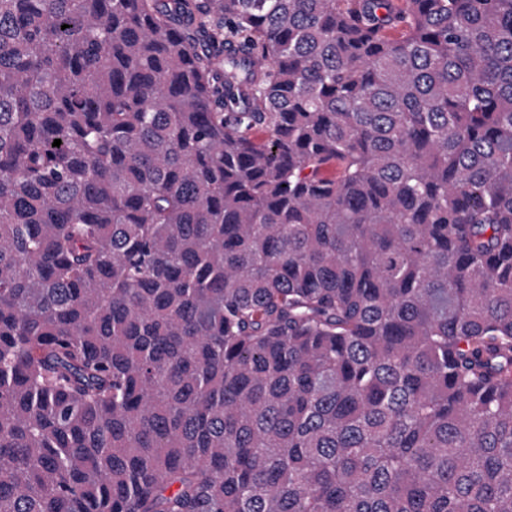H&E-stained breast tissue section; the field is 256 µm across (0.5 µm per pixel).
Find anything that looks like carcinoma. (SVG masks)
I'll return each instance as SVG.
<instances>
[{
    "label": "carcinoma",
    "instance_id": "carcinoma-1",
    "mask_svg": "<svg viewBox=\"0 0 512 512\" xmlns=\"http://www.w3.org/2000/svg\"><path fill=\"white\" fill-rule=\"evenodd\" d=\"M0 512H512V0H0Z\"/></svg>",
    "mask_w": 512,
    "mask_h": 512
}]
</instances>
